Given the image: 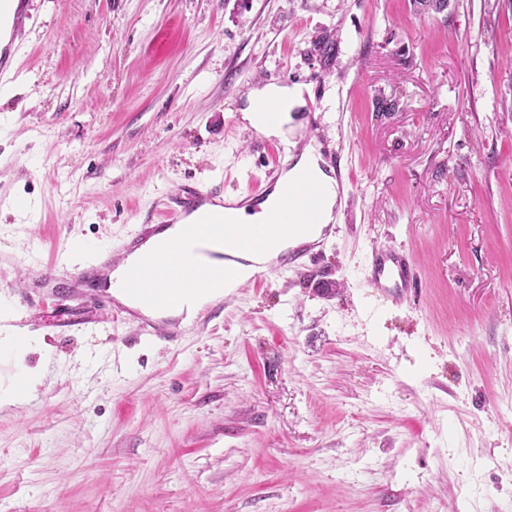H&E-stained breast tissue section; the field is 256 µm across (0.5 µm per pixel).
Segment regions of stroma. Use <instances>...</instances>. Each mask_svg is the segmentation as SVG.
I'll use <instances>...</instances> for the list:
<instances>
[{"label":"stroma","instance_id":"obj_1","mask_svg":"<svg viewBox=\"0 0 512 512\" xmlns=\"http://www.w3.org/2000/svg\"><path fill=\"white\" fill-rule=\"evenodd\" d=\"M0 87V279L33 244L119 247L155 202L264 180L253 88L304 91L341 157L321 255L181 342L113 326L103 286L0 409V512H512V0H35ZM33 198L34 223L5 203ZM419 286L368 288L373 248ZM49 365L46 357L38 370H31L24 365L23 359L18 361L19 372L7 386L0 385V407L8 408L16 405L22 398L36 392L37 386L42 383Z\"/></svg>","mask_w":512,"mask_h":512}]
</instances>
